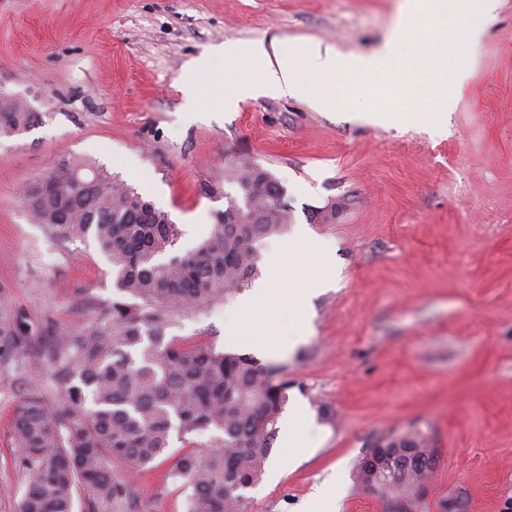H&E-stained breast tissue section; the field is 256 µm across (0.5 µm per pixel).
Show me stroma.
<instances>
[{
  "mask_svg": "<svg viewBox=\"0 0 512 512\" xmlns=\"http://www.w3.org/2000/svg\"><path fill=\"white\" fill-rule=\"evenodd\" d=\"M452 111L369 123L358 108L317 109L303 94L235 100L240 72L223 49L279 37L336 52L338 65L386 52L407 23L405 0H0V84L38 119L0 137V316L21 314L34 336L0 353V512H18L27 478L12 433L31 381L56 405L43 357L54 336L79 332L111 301L112 267L91 241L50 239L24 207V188L62 158L117 174L168 211L185 252L208 238L228 168L256 164L288 189L292 227L327 247L302 283H329L307 319L275 321L293 346L274 356L254 336L228 337L249 312V289L183 312V343L251 354L287 383L312 419H279L249 512H303L318 488H344L340 512H390L354 482L357 460L384 437L426 433L436 468L413 512H512V0H497ZM199 113L183 114L188 90ZM223 105H216V98ZM335 207L331 223L315 209ZM294 434L300 458L283 446ZM173 454L127 474L129 512H185L166 481Z\"/></svg>",
  "mask_w": 512,
  "mask_h": 512,
  "instance_id": "obj_1",
  "label": "stroma"
}]
</instances>
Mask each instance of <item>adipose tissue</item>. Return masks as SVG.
Here are the masks:
<instances>
[{
    "instance_id": "1",
    "label": "adipose tissue",
    "mask_w": 512,
    "mask_h": 512,
    "mask_svg": "<svg viewBox=\"0 0 512 512\" xmlns=\"http://www.w3.org/2000/svg\"><path fill=\"white\" fill-rule=\"evenodd\" d=\"M278 39L270 43H257L248 47H230L225 56L233 63L247 69L249 76L241 82L236 91L238 98L247 99L262 93L280 96L298 93L300 85L295 78V69H304L313 76L307 95L320 108L335 105L338 88L336 86V59L331 51L311 46L299 51L295 56L294 68L283 66L278 56L269 52L270 47L278 46ZM324 245L302 231H295L283 250L273 255L268 264L265 281L254 291L251 299L252 314L242 323L245 331L259 330V344L272 355L282 354L283 349L270 318L282 303H289L297 314H304L307 297L322 288L324 282L317 273H309L302 285L295 286L282 280L280 272L284 265L303 263L317 253L323 252Z\"/></svg>"
}]
</instances>
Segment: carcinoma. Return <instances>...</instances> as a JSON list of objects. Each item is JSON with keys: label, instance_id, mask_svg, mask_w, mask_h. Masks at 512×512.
<instances>
[{"label": "carcinoma", "instance_id": "cac0c4a2", "mask_svg": "<svg viewBox=\"0 0 512 512\" xmlns=\"http://www.w3.org/2000/svg\"><path fill=\"white\" fill-rule=\"evenodd\" d=\"M37 120L30 109L0 100V136H15ZM77 173L91 178L74 182ZM226 179L238 188L226 205L251 200L264 224H226L215 217L197 248L173 253L180 230L169 213L91 164L63 160L24 192L31 218L61 240H91L112 264L115 294L76 335L58 334L45 351L64 388L55 407L30 386L13 419V436L27 473L19 512H74L78 490L96 503L125 507L130 486L112 475L109 459L135 471L164 454L176 436L189 448L167 475L186 493V512H248L247 491L262 478L287 402L288 385L247 354L168 337L174 315L246 288L258 273L259 243L291 222V211L267 206L248 191V174ZM32 333L18 315L0 317V345ZM378 484L385 500L422 484L434 463L420 430L380 439ZM208 452L199 453L197 449Z\"/></svg>", "mask_w": 512, "mask_h": 512}]
</instances>
